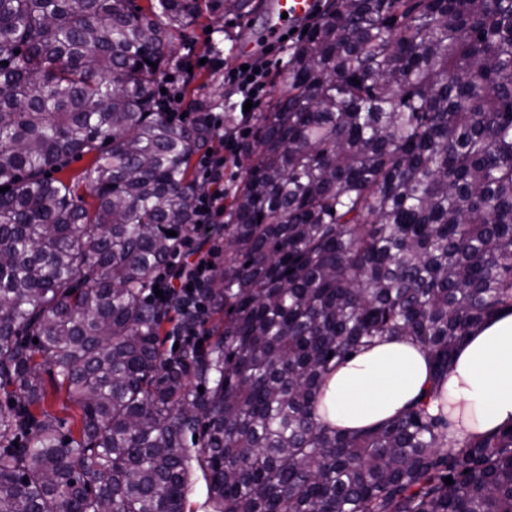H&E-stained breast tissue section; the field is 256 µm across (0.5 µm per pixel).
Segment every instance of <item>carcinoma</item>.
Listing matches in <instances>:
<instances>
[{
    "label": "carcinoma",
    "instance_id": "obj_1",
    "mask_svg": "<svg viewBox=\"0 0 512 512\" xmlns=\"http://www.w3.org/2000/svg\"><path fill=\"white\" fill-rule=\"evenodd\" d=\"M253 8L0 0V512H186L196 467L208 512H512V425L462 437L431 408L512 311V0L314 15L239 143L214 341L165 349L149 293L213 133L165 111L162 77L199 18ZM92 152L90 205L52 173ZM387 338L426 351L431 394L324 422L329 372Z\"/></svg>",
    "mask_w": 512,
    "mask_h": 512
}]
</instances>
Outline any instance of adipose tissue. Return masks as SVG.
Wrapping results in <instances>:
<instances>
[{"label":"adipose tissue","instance_id":"obj_1","mask_svg":"<svg viewBox=\"0 0 512 512\" xmlns=\"http://www.w3.org/2000/svg\"><path fill=\"white\" fill-rule=\"evenodd\" d=\"M427 354L407 339H394L354 354L338 365L323 389L327 420L360 429L394 418L430 392ZM453 403L460 433L483 435L512 423V313L474 330L457 350L442 387Z\"/></svg>","mask_w":512,"mask_h":512}]
</instances>
